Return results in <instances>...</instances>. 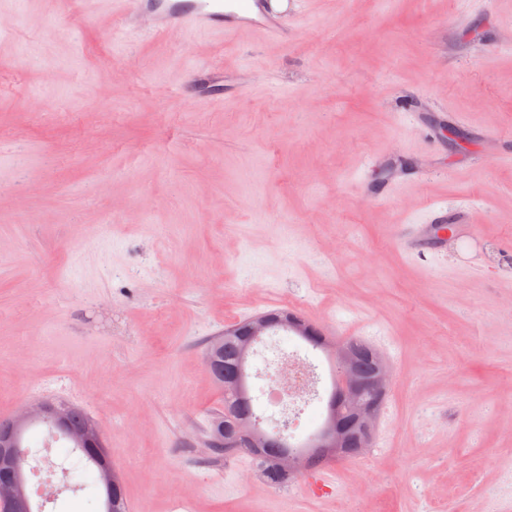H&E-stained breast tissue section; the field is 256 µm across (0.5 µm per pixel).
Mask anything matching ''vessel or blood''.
Returning <instances> with one entry per match:
<instances>
[{
    "instance_id": "b4317fda",
    "label": "vessel or blood",
    "mask_w": 512,
    "mask_h": 512,
    "mask_svg": "<svg viewBox=\"0 0 512 512\" xmlns=\"http://www.w3.org/2000/svg\"><path fill=\"white\" fill-rule=\"evenodd\" d=\"M123 28L156 37L163 34L204 33L231 37L248 30L262 41L279 45L289 42L288 23L316 0H103ZM465 227L462 213L445 208L429 209L424 223L406 227L407 243L423 239L441 242L440 227Z\"/></svg>"
}]
</instances>
